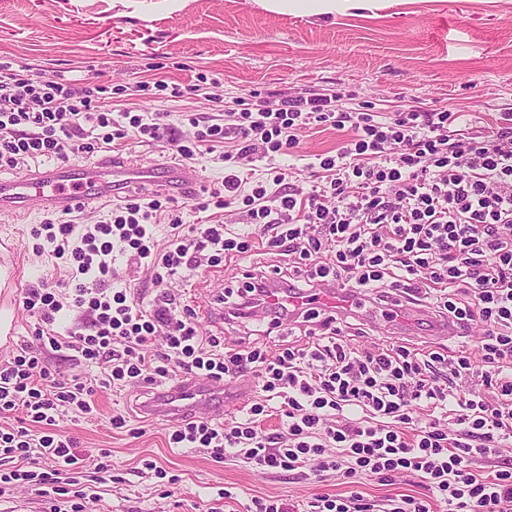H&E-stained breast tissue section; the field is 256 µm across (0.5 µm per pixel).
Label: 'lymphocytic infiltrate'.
<instances>
[{
  "label": "lymphocytic infiltrate",
  "instance_id": "obj_1",
  "mask_svg": "<svg viewBox=\"0 0 512 512\" xmlns=\"http://www.w3.org/2000/svg\"><path fill=\"white\" fill-rule=\"evenodd\" d=\"M460 118L420 106L341 110L335 95L311 91L236 97L217 121L187 115L185 131L169 142L186 161L200 147L228 144L209 202L241 207L255 236L185 224L157 198L126 197L96 224L69 210L47 215L32 229L33 249L51 248L67 269V289L44 278L21 291L38 328L0 360V457L15 463L0 482L62 498L53 512H86L73 475L91 464L104 483L112 466L57 433L60 420L87 418L100 388L250 374L262 396L242 417L179 422L170 444L218 463L241 457L262 474L310 464L347 478L426 480L429 497L393 499L383 512H433L437 503L448 512H512V468L488 478L472 467L512 439V114L486 136L460 133ZM309 125L353 133L320 158L310 189L286 184L282 169L268 183L241 178L243 165L296 147L295 130ZM160 130L127 110L113 118L104 87L39 81L0 63V170L84 159L111 151L117 139L158 140ZM164 219L170 234L161 244L153 228ZM259 248L287 265L249 270L242 287L225 289V321L261 308L272 330L284 314L268 307L270 285L299 292L348 280L379 304L400 296L464 329L481 322L484 336L472 356L409 344L356 348L333 312L310 307L298 317L318 323L312 342L273 356L259 346L225 349L223 337L201 333L196 310L169 284L204 265L250 261ZM120 255L127 267L152 268V299L113 289ZM56 357L93 373L61 380L49 366ZM274 411L282 428L265 432L260 424Z\"/></svg>",
  "mask_w": 512,
  "mask_h": 512
}]
</instances>
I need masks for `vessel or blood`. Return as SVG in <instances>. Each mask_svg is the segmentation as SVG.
<instances>
[{
    "instance_id": "vessel-or-blood-1",
    "label": "vessel or blood",
    "mask_w": 512,
    "mask_h": 512,
    "mask_svg": "<svg viewBox=\"0 0 512 512\" xmlns=\"http://www.w3.org/2000/svg\"><path fill=\"white\" fill-rule=\"evenodd\" d=\"M197 180L196 171L185 164L168 167L127 164L113 168L61 165L23 178H0V212H57L76 205L87 206L120 191L146 185L182 194L192 189ZM356 299V293L347 286L322 289L318 297L321 305L331 309L350 308ZM268 301L292 313L299 311L307 298L274 288ZM142 410L150 417L166 421L220 419L224 416V389L209 380L178 379L153 392L143 402Z\"/></svg>"
}]
</instances>
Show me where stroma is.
<instances>
[{
  "label": "stroma",
  "instance_id": "stroma-1",
  "mask_svg": "<svg viewBox=\"0 0 512 512\" xmlns=\"http://www.w3.org/2000/svg\"><path fill=\"white\" fill-rule=\"evenodd\" d=\"M0 59L29 68L38 80L60 76L95 85L121 87L114 111L132 110L145 118L167 113L176 127L185 113H215L217 102L258 92L264 96L304 91L336 94L347 110L369 102L381 111L396 105L420 106L464 114L466 132H488L502 114L512 113V0H393L379 9H350L330 17L280 13L256 0H0ZM182 86L203 83L200 95L171 97L156 82ZM151 89L138 93V83ZM290 154L255 161L251 181L266 179L272 168L294 167L299 186L309 187L308 164L335 154L348 132L328 126L297 131ZM100 156L103 164H171L167 140L116 141ZM42 214L0 213V266L8 278L0 302L40 277L64 278L56 259L33 250L30 236ZM244 265L230 262L214 277L205 269L187 271L171 283L195 310L217 306L225 289L243 282ZM340 323L366 330L363 341L418 348L442 347L449 354L473 351L484 327L439 340L427 323L409 325L383 317L380 305L362 298L359 306L338 313ZM150 384L98 390L95 415L62 431L77 437L82 452H112L114 479L89 483L97 499L88 512H246L253 498L274 497L294 512H313L316 498L359 492L380 506L403 495L426 497L427 482L412 475L383 483L357 476L355 483L310 467L262 474L242 460L212 461L189 448H173L172 423L143 419L135 406L146 400ZM129 417V430L110 424L113 412ZM140 436H133V429ZM152 460L168 473L156 478L143 469ZM229 488L221 501L216 493Z\"/></svg>",
  "mask_w": 512,
  "mask_h": 512
}]
</instances>
